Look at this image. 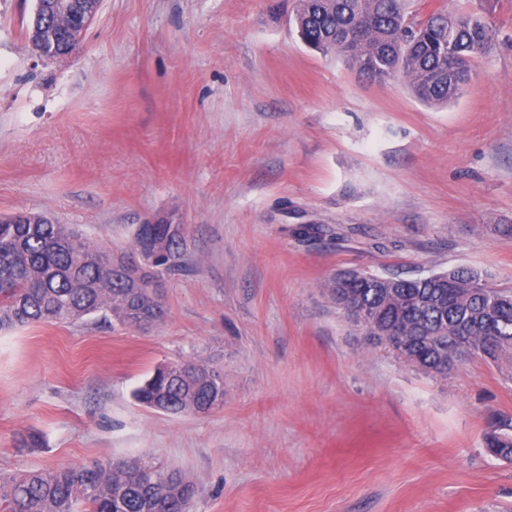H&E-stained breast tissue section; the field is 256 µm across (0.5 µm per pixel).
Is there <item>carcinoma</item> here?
Returning <instances> with one entry per match:
<instances>
[{
	"instance_id": "1",
	"label": "carcinoma",
	"mask_w": 512,
	"mask_h": 512,
	"mask_svg": "<svg viewBox=\"0 0 512 512\" xmlns=\"http://www.w3.org/2000/svg\"><path fill=\"white\" fill-rule=\"evenodd\" d=\"M302 43L345 57L379 80L402 75L420 100L443 105L460 96L472 62L493 29L480 17L411 10L410 0H296ZM134 249L158 275L188 264L183 224H140ZM153 275L136 282L124 256L90 244L72 224L18 213L0 217V330L63 324L93 315L130 328L163 321ZM324 295L344 315L359 308L374 345L412 366L447 376L465 355H481L512 376V290L454 269L402 278L354 270L332 277ZM142 405L169 414L208 413L224 405V371L208 360L157 368L135 390ZM197 486L177 468L141 458L67 464L0 474V512H190Z\"/></svg>"
}]
</instances>
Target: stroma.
<instances>
[{
  "instance_id": "stroma-1",
  "label": "stroma",
  "mask_w": 512,
  "mask_h": 512,
  "mask_svg": "<svg viewBox=\"0 0 512 512\" xmlns=\"http://www.w3.org/2000/svg\"><path fill=\"white\" fill-rule=\"evenodd\" d=\"M35 6L0 0V214L116 253L173 212L191 263L152 327L0 333V472L137 457L190 476L193 512H512V460L488 446L512 381L477 355L423 374L322 293L353 269L512 285V0H413L496 32L445 107L308 50L294 0H102L53 63L26 37ZM207 358L223 407L134 399Z\"/></svg>"
}]
</instances>
